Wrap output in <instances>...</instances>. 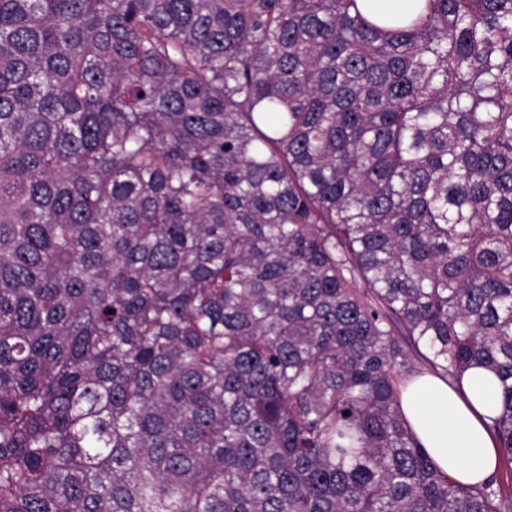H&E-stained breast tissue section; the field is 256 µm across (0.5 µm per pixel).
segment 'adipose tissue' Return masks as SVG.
<instances>
[{"label": "adipose tissue", "instance_id": "ef3b65f1", "mask_svg": "<svg viewBox=\"0 0 512 512\" xmlns=\"http://www.w3.org/2000/svg\"><path fill=\"white\" fill-rule=\"evenodd\" d=\"M498 400L494 375L473 368L460 394L433 374L412 379L402 389L401 409L440 470L458 483L474 485L498 468V449L486 429Z\"/></svg>", "mask_w": 512, "mask_h": 512}]
</instances>
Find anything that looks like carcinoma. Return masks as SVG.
<instances>
[{"label":"carcinoma","mask_w":512,"mask_h":512,"mask_svg":"<svg viewBox=\"0 0 512 512\" xmlns=\"http://www.w3.org/2000/svg\"><path fill=\"white\" fill-rule=\"evenodd\" d=\"M0 512H512V0H0ZM466 399L433 374L402 388L401 409L440 470L454 481L474 485L498 468V448L485 424L498 409V384L482 368L467 372Z\"/></svg>","instance_id":"cac0c4a2"}]
</instances>
